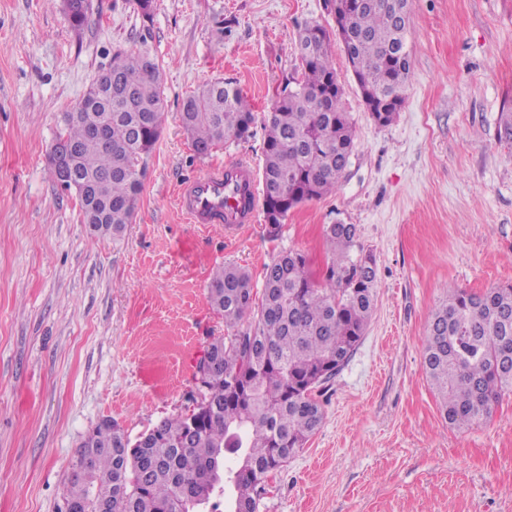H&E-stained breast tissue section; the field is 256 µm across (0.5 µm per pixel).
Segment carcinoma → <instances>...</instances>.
Listing matches in <instances>:
<instances>
[{"label":"carcinoma","instance_id":"1","mask_svg":"<svg viewBox=\"0 0 512 512\" xmlns=\"http://www.w3.org/2000/svg\"><path fill=\"white\" fill-rule=\"evenodd\" d=\"M73 30L87 13L63 0ZM412 0H361L338 38L318 23L297 33L302 78L284 87L265 127L261 173L268 235H280L288 212L335 190L349 165L355 133L340 107L343 87L332 66L336 43L358 88L370 97H403L411 61ZM149 53H116L95 96L70 112L59 135L77 148L74 177L89 188L79 199L94 234L120 239L141 191L145 159L159 135L165 96ZM178 120L194 151L206 156L226 139L249 137L254 114L233 82L203 86ZM103 127L101 141L87 138ZM332 257L315 276L305 255L287 250L265 266L261 297L234 264L211 277L208 301L228 334L208 344L196 367L192 408L136 439L101 420L79 447L64 503L75 512H259L270 475L302 450L320 427L319 400L349 361L371 319L377 288L374 255L354 224L326 225ZM429 324L423 368L448 423L487 419L512 392V286L481 292L445 289ZM253 321L239 323L246 314Z\"/></svg>","mask_w":512,"mask_h":512}]
</instances>
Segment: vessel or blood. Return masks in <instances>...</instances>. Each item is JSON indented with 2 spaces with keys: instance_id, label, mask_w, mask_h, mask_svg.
Returning <instances> with one entry per match:
<instances>
[{
  "instance_id": "1",
  "label": "vessel or blood",
  "mask_w": 512,
  "mask_h": 512,
  "mask_svg": "<svg viewBox=\"0 0 512 512\" xmlns=\"http://www.w3.org/2000/svg\"><path fill=\"white\" fill-rule=\"evenodd\" d=\"M257 194L252 170L246 163L233 161L225 168L206 171L180 192L179 205L194 224H222L236 228L254 222L257 203L243 204L237 186Z\"/></svg>"
}]
</instances>
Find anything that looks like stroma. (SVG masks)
Returning <instances> with one entry per match:
<instances>
[{
    "mask_svg": "<svg viewBox=\"0 0 512 512\" xmlns=\"http://www.w3.org/2000/svg\"><path fill=\"white\" fill-rule=\"evenodd\" d=\"M334 28L326 0H92L74 33L59 0H0V512H60L71 465L100 419L133 437L189 404L223 317L207 301L231 262L263 287L277 252L328 257L323 228L353 224L376 259V306L327 384L323 421L270 481L260 512H512V392L484 423L443 417L423 370L444 288L512 285V0H413L412 63L390 125L365 108L343 51L333 66L354 149L331 194L235 232L191 224L180 185L214 165L260 170L269 112L300 78L295 34ZM149 52L166 111L123 239L95 238L48 156L118 52ZM235 81L250 137L198 156L177 114L201 86Z\"/></svg>",
    "mask_w": 512,
    "mask_h": 512,
    "instance_id": "1",
    "label": "stroma"
}]
</instances>
